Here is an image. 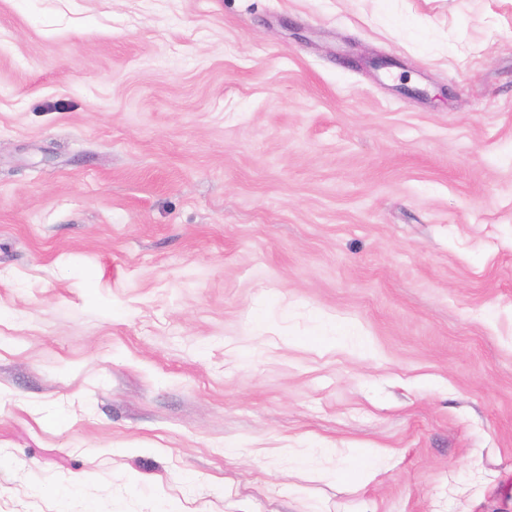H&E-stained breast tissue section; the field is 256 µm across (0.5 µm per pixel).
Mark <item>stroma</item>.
Returning a JSON list of instances; mask_svg holds the SVG:
<instances>
[{
    "label": "stroma",
    "instance_id": "1",
    "mask_svg": "<svg viewBox=\"0 0 512 512\" xmlns=\"http://www.w3.org/2000/svg\"><path fill=\"white\" fill-rule=\"evenodd\" d=\"M0 512H512V0H0Z\"/></svg>",
    "mask_w": 512,
    "mask_h": 512
}]
</instances>
